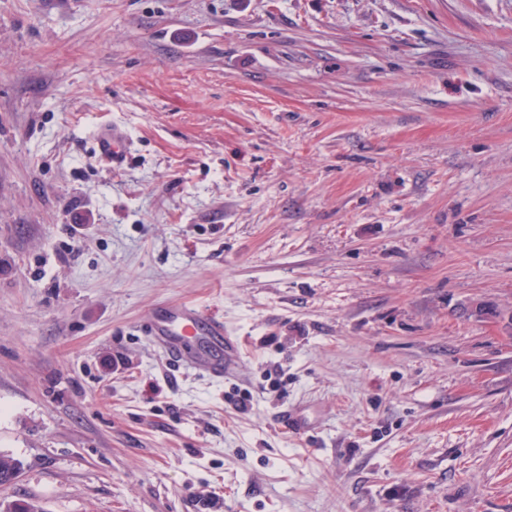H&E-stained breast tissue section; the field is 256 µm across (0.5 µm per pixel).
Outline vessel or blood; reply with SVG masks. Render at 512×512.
<instances>
[{"label":"vessel or blood","mask_w":512,"mask_h":512,"mask_svg":"<svg viewBox=\"0 0 512 512\" xmlns=\"http://www.w3.org/2000/svg\"><path fill=\"white\" fill-rule=\"evenodd\" d=\"M94 143L98 159L120 172L129 154L125 131L116 124L99 127ZM145 326L154 346L174 366L217 380L239 377L245 351L223 318L195 305L169 302L148 310Z\"/></svg>","instance_id":"1"}]
</instances>
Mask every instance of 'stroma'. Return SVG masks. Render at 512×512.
<instances>
[{
	"mask_svg": "<svg viewBox=\"0 0 512 512\" xmlns=\"http://www.w3.org/2000/svg\"><path fill=\"white\" fill-rule=\"evenodd\" d=\"M0 452L43 512H512V0H0ZM98 159L113 173L123 169L129 154V140L125 131L116 124L99 127L94 135ZM144 323L154 346L174 366L217 380L239 377L245 351L224 318L196 305L169 302L148 310Z\"/></svg>",
	"mask_w": 512,
	"mask_h": 512,
	"instance_id": "35a3bbf8",
	"label": "stroma"
}]
</instances>
